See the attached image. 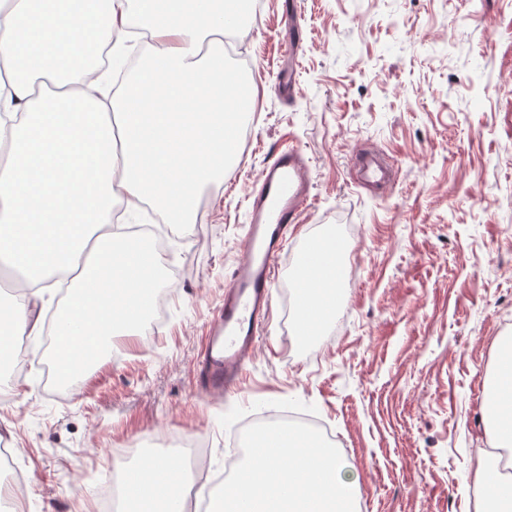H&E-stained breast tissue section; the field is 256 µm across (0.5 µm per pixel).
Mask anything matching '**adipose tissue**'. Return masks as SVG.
I'll return each mask as SVG.
<instances>
[{"mask_svg":"<svg viewBox=\"0 0 512 512\" xmlns=\"http://www.w3.org/2000/svg\"><path fill=\"white\" fill-rule=\"evenodd\" d=\"M136 9L152 43L102 102L97 50L118 41ZM245 9V0H0V260L24 277L20 299L0 304V369L17 359L15 337L41 334L36 302L52 278L69 283L52 350L65 376L150 312L160 257L151 237L113 230V206L149 202L187 224L198 192L223 179L247 90L224 65L222 37ZM315 264L295 280L306 337L336 307V251ZM484 412L494 450L480 458L478 512H512V476L494 454L512 450V339ZM188 481L178 460L150 458L123 474L127 512H183Z\"/></svg>","mask_w":512,"mask_h":512,"instance_id":"obj_1","label":"adipose tissue"}]
</instances>
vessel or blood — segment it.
Here are the masks:
<instances>
[{"label":"vessel or blood","instance_id":"vessel-or-blood-1","mask_svg":"<svg viewBox=\"0 0 512 512\" xmlns=\"http://www.w3.org/2000/svg\"><path fill=\"white\" fill-rule=\"evenodd\" d=\"M364 177L390 181L384 159L361 157ZM311 175L302 150L279 151L256 179L249 194L245 245L224 293V305L206 336L198 360L197 382L209 397L237 388L260 332L270 319L278 262L293 225L310 205Z\"/></svg>","mask_w":512,"mask_h":512}]
</instances>
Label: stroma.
Listing matches in <instances>:
<instances>
[{"mask_svg":"<svg viewBox=\"0 0 512 512\" xmlns=\"http://www.w3.org/2000/svg\"><path fill=\"white\" fill-rule=\"evenodd\" d=\"M301 25L293 57L287 9ZM234 72L257 106L238 127L224 180L204 188L194 223L175 224L160 254L162 324L115 339L79 377L50 387L42 336L0 371V441L13 448L22 512H90L114 475L205 437L211 496L242 429L292 414L329 428L370 512H473L489 445L482 405L512 337V0H256ZM296 72L288 100L277 76ZM299 146L312 207L281 256L274 317L239 389L197 390L201 336L224 302L244 245L247 196L262 168ZM398 167L377 186L356 152ZM342 241L336 309L304 340L294 323V261L327 227Z\"/></svg>","mask_w":512,"mask_h":512,"instance_id":"stroma-1","label":"stroma"}]
</instances>
